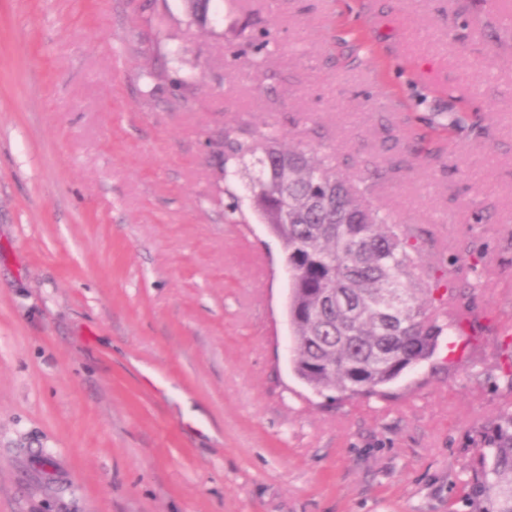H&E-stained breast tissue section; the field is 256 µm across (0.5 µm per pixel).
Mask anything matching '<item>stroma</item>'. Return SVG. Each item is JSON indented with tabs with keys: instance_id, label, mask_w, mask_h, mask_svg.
<instances>
[{
	"instance_id": "35a3bbf8",
	"label": "stroma",
	"mask_w": 512,
	"mask_h": 512,
	"mask_svg": "<svg viewBox=\"0 0 512 512\" xmlns=\"http://www.w3.org/2000/svg\"><path fill=\"white\" fill-rule=\"evenodd\" d=\"M511 13L0 0V512H474L512 412ZM237 125L331 155L473 324L385 394L310 390L284 249L209 158Z\"/></svg>"
}]
</instances>
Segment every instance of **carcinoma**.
<instances>
[{"mask_svg": "<svg viewBox=\"0 0 512 512\" xmlns=\"http://www.w3.org/2000/svg\"><path fill=\"white\" fill-rule=\"evenodd\" d=\"M192 22L207 26L212 0H183ZM251 160L249 207L288 255V325L297 377L347 399L381 395L407 370L433 356L452 327L435 297L430 270L400 222L346 180L333 158L308 146L287 147L276 130L224 128V176ZM336 290L352 314L324 309ZM473 473L493 512H512V413L502 416Z\"/></svg>", "mask_w": 512, "mask_h": 512, "instance_id": "1", "label": "carcinoma"}]
</instances>
